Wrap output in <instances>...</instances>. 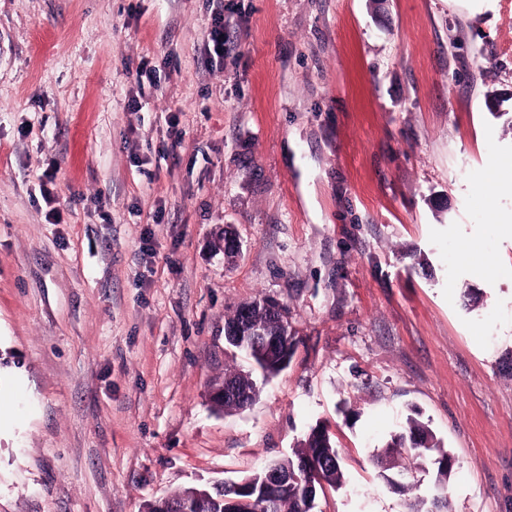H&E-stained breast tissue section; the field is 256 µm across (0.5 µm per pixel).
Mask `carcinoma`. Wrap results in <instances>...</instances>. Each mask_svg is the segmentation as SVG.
Returning a JSON list of instances; mask_svg holds the SVG:
<instances>
[{"label":"carcinoma","instance_id":"cac0c4a2","mask_svg":"<svg viewBox=\"0 0 512 512\" xmlns=\"http://www.w3.org/2000/svg\"><path fill=\"white\" fill-rule=\"evenodd\" d=\"M248 324L260 326L269 336H282L286 332L288 316L266 308L262 300L258 299L240 305L225 320L224 329H236ZM224 381L245 394L243 402L232 398L214 400L224 410L240 409L258 393L257 382L249 373L227 368ZM382 454L397 461L404 455L415 460L433 459L437 469L436 493L429 499L414 498L408 503V512H451L447 497L450 468L448 452L440 448L431 431L422 422L408 418L404 431L391 437L383 447ZM270 470L288 475V485L276 499L273 512H306L307 483H313L316 490L326 485L336 488L344 478L338 449L327 429L321 426L313 428L293 450L292 455L266 464L258 470V474L264 475ZM267 493L263 481L254 484L244 494H229L218 485L198 503L197 512H266L264 505Z\"/></svg>","mask_w":512,"mask_h":512}]
</instances>
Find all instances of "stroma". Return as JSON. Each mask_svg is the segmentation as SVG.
I'll return each mask as SVG.
<instances>
[{
  "mask_svg": "<svg viewBox=\"0 0 512 512\" xmlns=\"http://www.w3.org/2000/svg\"><path fill=\"white\" fill-rule=\"evenodd\" d=\"M510 113L512 0H0V512H144L318 425L315 512H405L434 468L407 494L374 454L410 415L452 512H512V275L460 263L473 234L512 266ZM256 298L293 354L225 412ZM204 52L211 56L223 58L224 56V12H216L212 15L211 27L205 39ZM224 382L231 383L236 386L245 394L244 401L224 398L225 388L224 383L216 388H213L212 397H220L221 399H212L215 404L220 406L224 410L240 409L244 407V403L252 402L258 393V387L256 380L250 373H243L242 371L236 370L235 368H227L224 372ZM250 402V403H251ZM219 408V409H220Z\"/></svg>",
  "mask_w": 512,
  "mask_h": 512,
  "instance_id": "1",
  "label": "stroma"
}]
</instances>
